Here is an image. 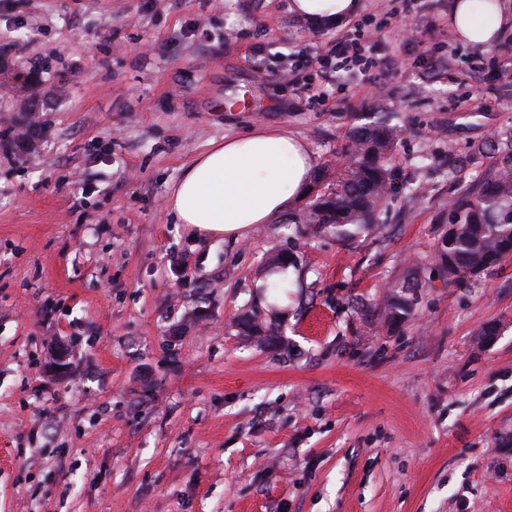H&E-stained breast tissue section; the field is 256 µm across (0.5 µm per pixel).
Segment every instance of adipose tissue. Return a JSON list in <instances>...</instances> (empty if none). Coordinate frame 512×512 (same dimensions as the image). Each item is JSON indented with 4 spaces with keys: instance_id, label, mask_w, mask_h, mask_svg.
Returning a JSON list of instances; mask_svg holds the SVG:
<instances>
[{
    "instance_id": "1",
    "label": "adipose tissue",
    "mask_w": 512,
    "mask_h": 512,
    "mask_svg": "<svg viewBox=\"0 0 512 512\" xmlns=\"http://www.w3.org/2000/svg\"><path fill=\"white\" fill-rule=\"evenodd\" d=\"M475 0H455L448 26L461 41L491 46L512 21L506 0L475 13ZM360 0H289L296 18L330 25L351 16ZM315 158L299 135L257 126L212 144L188 164L167 200L177 223L227 241L244 239L253 225L279 220L305 195Z\"/></svg>"
}]
</instances>
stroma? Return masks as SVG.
Instances as JSON below:
<instances>
[{
    "instance_id": "35a3bbf8",
    "label": "stroma",
    "mask_w": 512,
    "mask_h": 512,
    "mask_svg": "<svg viewBox=\"0 0 512 512\" xmlns=\"http://www.w3.org/2000/svg\"><path fill=\"white\" fill-rule=\"evenodd\" d=\"M453 2L363 0L317 28L288 0H0L49 128L0 152V512H512V257L457 286L432 261L439 210L505 165L512 29L462 44ZM354 34L372 68L326 82ZM381 118L419 194L372 234L283 218L230 242L165 207L249 127L299 132L320 171ZM282 251L266 347L234 320ZM410 257L417 313L389 332L375 305Z\"/></svg>"
}]
</instances>
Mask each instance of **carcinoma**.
Listing matches in <instances>:
<instances>
[{"instance_id": "cac0c4a2", "label": "carcinoma", "mask_w": 512, "mask_h": 512, "mask_svg": "<svg viewBox=\"0 0 512 512\" xmlns=\"http://www.w3.org/2000/svg\"><path fill=\"white\" fill-rule=\"evenodd\" d=\"M402 130L388 121L356 126L349 131L346 160L329 166L322 176L327 186L317 190L300 213L288 218L336 240L349 242L381 226V215L397 201L394 150ZM446 230L436 243L434 260L443 281L462 284L497 266L512 253V171L484 177L448 200ZM420 287L416 266L389 285L380 305L388 327L415 315L414 289ZM236 326L248 336L273 338V329L253 313Z\"/></svg>"}]
</instances>
